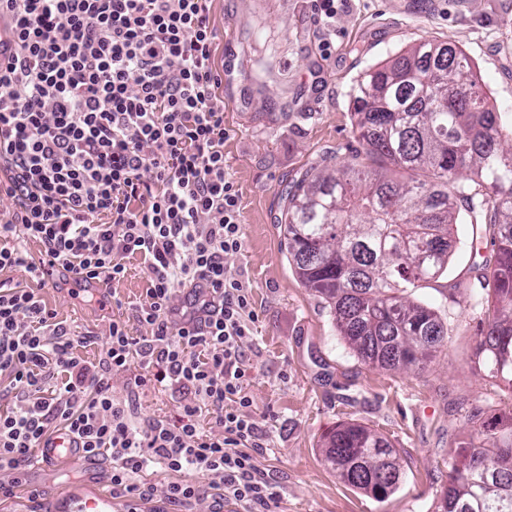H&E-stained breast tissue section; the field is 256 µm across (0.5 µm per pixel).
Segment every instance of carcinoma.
<instances>
[{"label": "carcinoma", "mask_w": 512, "mask_h": 512, "mask_svg": "<svg viewBox=\"0 0 512 512\" xmlns=\"http://www.w3.org/2000/svg\"><path fill=\"white\" fill-rule=\"evenodd\" d=\"M361 150L339 166L316 165L283 190L280 225L301 283L323 300L361 362L424 369L442 351L445 322L415 289L442 275L457 225L471 243L496 246L475 264L487 329L475 360L512 393V128L480 91L469 57L423 41L366 70L353 89ZM324 464L346 485L383 501L401 470L391 442L361 423L323 437ZM441 512H512V409L474 421L449 451Z\"/></svg>", "instance_id": "obj_1"}]
</instances>
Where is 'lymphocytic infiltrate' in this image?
Instances as JSON below:
<instances>
[{"mask_svg":"<svg viewBox=\"0 0 512 512\" xmlns=\"http://www.w3.org/2000/svg\"><path fill=\"white\" fill-rule=\"evenodd\" d=\"M210 0H0V271L117 282L124 258L148 260L135 309L147 335L109 325L88 367L79 336L34 293L0 288V376L15 404L0 414V493L36 451L66 431L87 456L108 452L112 494L145 495L135 478L154 465L182 474L170 502L201 496L188 476L215 478L243 512H266L275 485L258 464L265 437L245 393L242 340L252 333L247 288L224 264L243 246L238 192L224 172V77L213 67ZM41 246L28 262L17 239ZM190 285L194 301L173 303ZM195 398L176 421L142 425L114 398L112 376L133 359ZM67 379L52 397L44 385ZM217 433L204 434L200 409Z\"/></svg>","mask_w":512,"mask_h":512,"instance_id":"obj_1","label":"lymphocytic infiltrate"}]
</instances>
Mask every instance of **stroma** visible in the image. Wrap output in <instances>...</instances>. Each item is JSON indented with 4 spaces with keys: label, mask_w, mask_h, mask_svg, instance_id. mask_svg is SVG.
Here are the masks:
<instances>
[{
    "label": "stroma",
    "mask_w": 512,
    "mask_h": 512,
    "mask_svg": "<svg viewBox=\"0 0 512 512\" xmlns=\"http://www.w3.org/2000/svg\"><path fill=\"white\" fill-rule=\"evenodd\" d=\"M326 17L321 0H213V61L223 72L224 170L239 192L243 248L227 257L229 274L248 289L255 316L242 348L246 392L267 438L258 460L278 495L270 512H434L448 485V451L470 434L473 409L512 407V394L479 371L473 352L485 324L465 298L477 282L473 261H490V241L460 245L448 269L416 293L448 327L445 346L425 370H386L363 364L338 336L324 302L297 279L278 219L284 187L306 168L350 161L360 146L353 134L351 92L368 68L421 40H449L472 60L493 110L512 120V0H336ZM127 272L103 303L74 294L65 275L42 286L22 268L0 272L6 286L35 291L75 335L78 356L95 364L111 321L131 335H146L134 317L148 278L142 257L126 259ZM140 362L112 377V393L132 399L143 422L175 421L194 398L191 387L148 383ZM354 421L383 434L396 448L403 473L383 502L344 484L320 451L336 423ZM111 459L31 464L0 512H63L54 490L91 496L112 488ZM176 473L157 467L141 477L154 488L140 499L146 512H211L218 495L191 507L164 495Z\"/></svg>",
    "instance_id": "stroma-1"
}]
</instances>
